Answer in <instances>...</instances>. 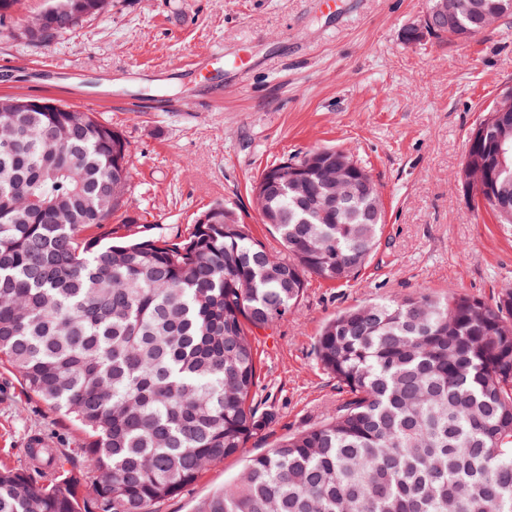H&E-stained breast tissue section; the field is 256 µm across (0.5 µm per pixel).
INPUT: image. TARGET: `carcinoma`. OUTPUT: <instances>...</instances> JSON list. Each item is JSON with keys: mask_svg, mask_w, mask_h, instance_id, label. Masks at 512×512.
<instances>
[{"mask_svg": "<svg viewBox=\"0 0 512 512\" xmlns=\"http://www.w3.org/2000/svg\"><path fill=\"white\" fill-rule=\"evenodd\" d=\"M80 0H47L33 21ZM468 40L512 0H446ZM0 366L74 419L97 476L31 448L30 474L0 466V512H151L241 453L272 415L253 405L250 336L283 319L315 276L343 285L376 248L384 207L362 175L336 182L346 152L317 148L277 169L311 168L312 209L282 185L259 213L287 255L236 214L184 238L139 231L112 243L130 188L128 144L91 112H0ZM512 224V167L497 180ZM344 394L324 421L250 457L244 476L194 512H512V289L489 305L421 294L348 308L316 341Z\"/></svg>", "mask_w": 512, "mask_h": 512, "instance_id": "1", "label": "carcinoma"}]
</instances>
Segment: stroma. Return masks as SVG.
I'll list each match as a JSON object with an SVG mask.
<instances>
[{"mask_svg": "<svg viewBox=\"0 0 512 512\" xmlns=\"http://www.w3.org/2000/svg\"><path fill=\"white\" fill-rule=\"evenodd\" d=\"M427 0H109L47 44L21 32L45 0H19L0 22V95L43 97L93 113L129 146L124 209L149 234L187 235L200 214L231 208L272 253L251 187L273 163L318 147L347 151L384 203L376 248L349 285L312 277L295 309L255 332V408L272 421L244 454L208 467L152 512H193L237 478L246 457L323 421L336 381L315 343L338 311L423 293L494 303L512 288V224L499 223L459 171L472 130L512 85V19L478 37L405 42ZM240 51L247 78L216 63L219 101L183 73L194 57ZM86 472L85 436L0 368V465L24 468L31 436Z\"/></svg>", "mask_w": 512, "mask_h": 512, "instance_id": "35a3bbf8", "label": "stroma"}]
</instances>
